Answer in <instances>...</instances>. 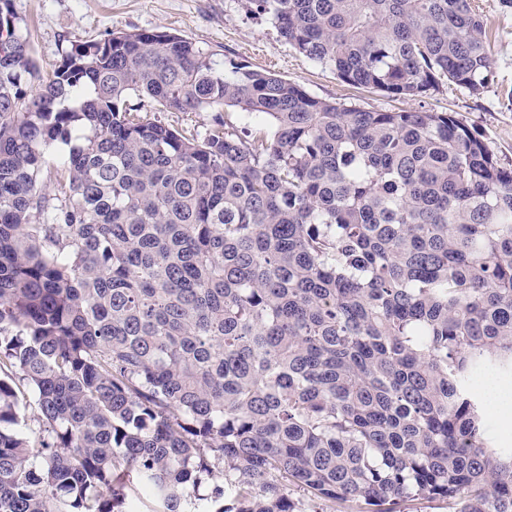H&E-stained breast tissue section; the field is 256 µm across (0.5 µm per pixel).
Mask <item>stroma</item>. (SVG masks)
Instances as JSON below:
<instances>
[{
    "label": "stroma",
    "mask_w": 512,
    "mask_h": 512,
    "mask_svg": "<svg viewBox=\"0 0 512 512\" xmlns=\"http://www.w3.org/2000/svg\"><path fill=\"white\" fill-rule=\"evenodd\" d=\"M486 22L493 77L481 94L454 84L417 100H397L340 81L332 67L304 58L282 39L268 16L250 13L245 0H10L30 31L41 74L51 72L71 43L108 31L174 29L213 53L301 84L314 96L376 111L451 112L484 140L500 163L512 165V7L472 0Z\"/></svg>",
    "instance_id": "stroma-1"
}]
</instances>
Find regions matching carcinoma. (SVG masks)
I'll return each instance as SVG.
<instances>
[{
  "mask_svg": "<svg viewBox=\"0 0 512 512\" xmlns=\"http://www.w3.org/2000/svg\"><path fill=\"white\" fill-rule=\"evenodd\" d=\"M245 2L349 85L492 77L471 0ZM511 376L512 167L452 113L315 97L164 29L45 79L0 0V512H183L220 467L208 512H304L291 486L512 512L472 391ZM218 112H141L146 119L158 118L179 130L204 134Z\"/></svg>",
  "mask_w": 512,
  "mask_h": 512,
  "instance_id": "obj_1",
  "label": "carcinoma"
}]
</instances>
